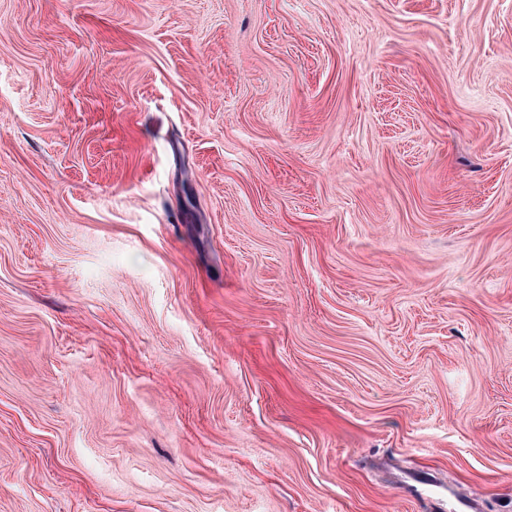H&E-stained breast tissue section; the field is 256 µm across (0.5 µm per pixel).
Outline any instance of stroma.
<instances>
[{
    "label": "stroma",
    "mask_w": 512,
    "mask_h": 512,
    "mask_svg": "<svg viewBox=\"0 0 512 512\" xmlns=\"http://www.w3.org/2000/svg\"><path fill=\"white\" fill-rule=\"evenodd\" d=\"M451 484L512 512V0H0V512Z\"/></svg>",
    "instance_id": "obj_1"
}]
</instances>
